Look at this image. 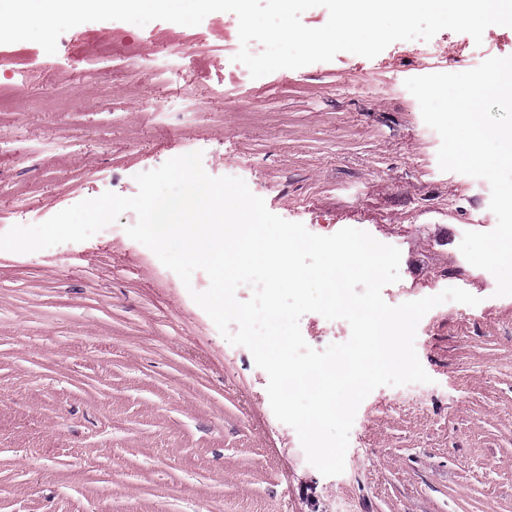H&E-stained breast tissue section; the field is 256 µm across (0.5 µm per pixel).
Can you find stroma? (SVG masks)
<instances>
[{"label":"stroma","mask_w":512,"mask_h":512,"mask_svg":"<svg viewBox=\"0 0 512 512\" xmlns=\"http://www.w3.org/2000/svg\"><path fill=\"white\" fill-rule=\"evenodd\" d=\"M237 25L230 12L196 26L97 21L52 55L0 44V84L23 108L0 112V233L134 195L135 174L199 151L209 175L243 179L285 220L404 237L403 268L431 296L458 226L496 217L486 180L440 169V137L404 82L512 56V27L236 81ZM188 40L206 73L172 54ZM104 41L138 53L93 72L72 62L71 45ZM136 220L0 251V512H512V296L479 277L478 305L429 311L415 350L431 383L370 393L344 473L326 477L275 417L266 372L192 299L207 274L184 286L127 235Z\"/></svg>","instance_id":"35a3bbf8"}]
</instances>
